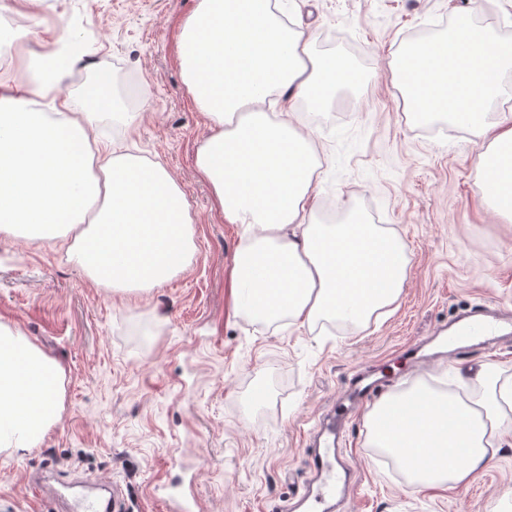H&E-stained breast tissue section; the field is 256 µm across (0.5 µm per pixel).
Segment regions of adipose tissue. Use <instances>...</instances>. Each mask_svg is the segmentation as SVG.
I'll return each instance as SVG.
<instances>
[{
  "mask_svg": "<svg viewBox=\"0 0 512 512\" xmlns=\"http://www.w3.org/2000/svg\"><path fill=\"white\" fill-rule=\"evenodd\" d=\"M272 0H199L182 27L179 54L194 103L211 122L195 166L209 183L225 220L244 228L233 266L238 313L266 321L284 317L315 323L362 324L398 297L406 276L403 246L358 219L317 223L312 197L317 159L312 139L287 114L298 101L320 108L351 82V68L314 55L305 32L280 22ZM250 32L242 54L225 43ZM39 76L15 95L0 81V232L29 239L72 234L66 253L97 284L147 291L187 262L192 222L183 191L159 163L115 155L91 132L118 103L101 91L98 73L80 112H45L85 53H72L68 36L41 52ZM512 40L494 39L460 12L448 40L401 52L392 68L401 89L423 85L411 101L420 116H445L485 140L479 156L495 191L483 202L512 221V116L488 122L487 103L506 97ZM233 82L234 92L224 90ZM104 205L93 231L83 228L89 206ZM265 276L253 283L251 267ZM475 394L460 399L429 392V412L414 423L376 430L371 447L394 456L416 486L466 485L499 447V430L512 413V375L480 369ZM63 371L26 336L0 323V448L39 447L62 412ZM460 455L459 463L428 467V455Z\"/></svg>",
  "mask_w": 512,
  "mask_h": 512,
  "instance_id": "1",
  "label": "adipose tissue"
}]
</instances>
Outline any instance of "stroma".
I'll return each mask as SVG.
<instances>
[{"mask_svg": "<svg viewBox=\"0 0 512 512\" xmlns=\"http://www.w3.org/2000/svg\"><path fill=\"white\" fill-rule=\"evenodd\" d=\"M0 0V80L24 87L25 51L81 36L91 68L62 97L110 73L120 114L97 125L119 154L159 162L193 218L189 265L146 293L98 287L66 260L63 244L0 233V323L53 357L65 374L62 416L39 448L0 452V512H58L33 488L52 467L66 487L119 485L128 512H166L165 498L194 479L200 512H294L312 477L309 449L351 379L372 375L380 396L427 382L459 396L482 367L512 375V222L480 204L475 131L409 117L389 71L410 38L452 27L468 9L488 34L512 40V0H282L320 56L359 73L323 109L299 101L296 122L315 132L321 166L314 215L349 210L406 250L398 300L369 326L267 322L235 313L230 279L241 225L227 223L195 168L210 123L194 105L178 58L183 23L198 0ZM489 310L505 324L478 347L420 369L406 352H435L462 313ZM367 407L344 430L354 484L337 512H512V420L503 446L464 487H413L396 462L369 447Z\"/></svg>", "mask_w": 512, "mask_h": 512, "instance_id": "stroma-1", "label": "stroma"}]
</instances>
